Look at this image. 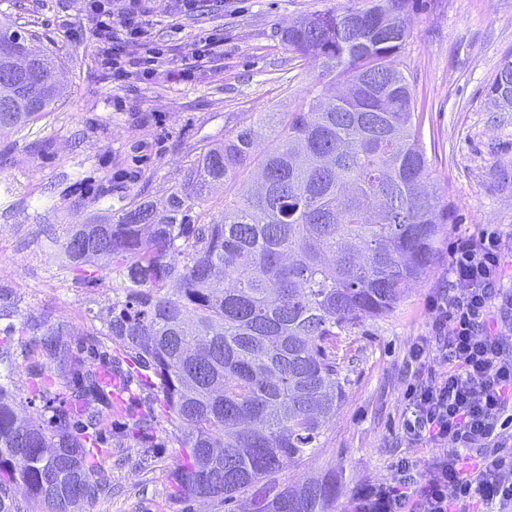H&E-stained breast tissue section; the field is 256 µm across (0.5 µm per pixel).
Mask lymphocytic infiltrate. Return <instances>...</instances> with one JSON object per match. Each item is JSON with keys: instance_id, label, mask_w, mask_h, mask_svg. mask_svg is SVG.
I'll list each match as a JSON object with an SVG mask.
<instances>
[{"instance_id": "1", "label": "lymphocytic infiltrate", "mask_w": 512, "mask_h": 512, "mask_svg": "<svg viewBox=\"0 0 512 512\" xmlns=\"http://www.w3.org/2000/svg\"><path fill=\"white\" fill-rule=\"evenodd\" d=\"M85 6L94 39L111 32L117 11L138 49L133 56H103L114 80L157 74L160 55L148 37L142 0H85ZM450 275L451 292L430 303L436 313L431 335L411 351L417 373H429L433 360L448 370L410 387L404 420L407 437L438 454L422 484L412 483L407 465H400V478L359 495L356 512H454L474 503L487 512H512V451L500 448V430L512 424V355L506 352L512 331L492 322L493 289L512 276V253L493 230L475 240L457 239ZM466 450L476 453L469 472L460 466Z\"/></svg>"}]
</instances>
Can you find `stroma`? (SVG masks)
Returning <instances> with one entry per match:
<instances>
[{
  "mask_svg": "<svg viewBox=\"0 0 512 512\" xmlns=\"http://www.w3.org/2000/svg\"><path fill=\"white\" fill-rule=\"evenodd\" d=\"M367 0H204L195 13L151 12L149 34L163 52L152 79L116 83L100 65L101 47L81 0H0V14L16 18L52 53L63 98L30 128L0 132V289L10 320L60 329L73 350L89 351L100 327L95 315L112 303L108 279L87 286L63 269L59 247L44 225L81 224L107 208L96 200L111 182L112 199L164 207L187 165L208 144L223 140L257 112H288L321 69L288 50L284 31L300 17L331 7H361ZM411 34L392 64L409 77L421 118L432 183L458 216L438 245L426 277L391 314L355 330L350 384L314 462L292 467L283 479L299 483L325 468L336 470V512H354L358 492L389 483L401 459L423 482L437 451L411 442L403 430L406 391L415 384L412 346L431 335L429 303L447 291L449 247L483 231L501 234L512 250V111L501 110L487 85L512 50V0H419L409 14ZM213 33L214 65L191 78L169 75L180 67L199 35ZM111 199V200H112ZM20 342L10 346L18 387L16 414L27 419L43 408L28 391ZM150 413L152 444L136 445L132 418ZM159 392L137 395L132 417L113 421L112 494L90 512H224L209 499L170 495L181 450Z\"/></svg>",
  "mask_w": 512,
  "mask_h": 512,
  "instance_id": "stroma-1",
  "label": "stroma"
}]
</instances>
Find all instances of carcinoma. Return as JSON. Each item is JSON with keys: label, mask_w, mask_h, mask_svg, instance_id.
<instances>
[{"label": "carcinoma", "mask_w": 512, "mask_h": 512, "mask_svg": "<svg viewBox=\"0 0 512 512\" xmlns=\"http://www.w3.org/2000/svg\"><path fill=\"white\" fill-rule=\"evenodd\" d=\"M410 0L327 9L288 27L284 42L343 78L346 94L311 87L293 112H258L186 168L167 207L126 203L65 224V268L107 258L112 305L104 335L140 369L104 357L90 365L40 324L0 338V512H88L112 493V416L128 402L117 388L156 389L182 457L174 496L234 504L248 512H336V471L284 483L291 465L316 460L350 382L344 351L360 322L390 314L432 267L447 225L444 193L425 190L426 146L409 77L392 66L409 37ZM32 34L0 21V73L28 57L35 79L0 78V131L41 119L62 96L49 52ZM489 93L512 109V52ZM266 188L213 210L216 186L233 182L257 139ZM26 337L32 390L45 399L28 422L14 410L9 354ZM70 377L67 398L47 399L48 364Z\"/></svg>", "instance_id": "carcinoma-1"}]
</instances>
